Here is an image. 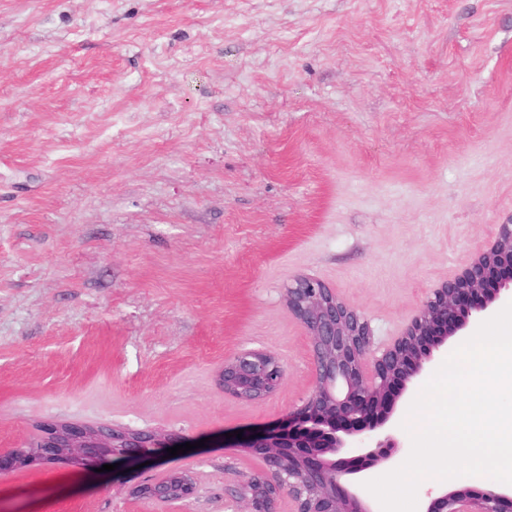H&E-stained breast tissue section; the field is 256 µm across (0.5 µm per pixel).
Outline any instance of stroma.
I'll use <instances>...</instances> for the list:
<instances>
[{
    "label": "stroma",
    "mask_w": 512,
    "mask_h": 512,
    "mask_svg": "<svg viewBox=\"0 0 512 512\" xmlns=\"http://www.w3.org/2000/svg\"><path fill=\"white\" fill-rule=\"evenodd\" d=\"M512 219V0H0V446L46 420L182 434L93 481L0 477V512H239L312 383L293 278L375 348ZM287 375L225 395V357ZM206 447H199V440ZM286 369L281 360L267 351H249L224 359L218 385L233 398L260 402L280 386ZM195 485V477L190 471L173 470L141 484L134 494L157 503L175 504L193 494Z\"/></svg>",
    "instance_id": "35a3bbf8"
}]
</instances>
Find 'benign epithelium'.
<instances>
[{
	"mask_svg": "<svg viewBox=\"0 0 512 512\" xmlns=\"http://www.w3.org/2000/svg\"><path fill=\"white\" fill-rule=\"evenodd\" d=\"M512 294V221L497 225L492 240L460 274L431 289L400 336L382 350L373 348L368 321L321 281L299 276L285 289L284 303L306 330L314 383L287 419L235 439L233 447L256 451L261 472L244 479L237 491L243 512H276L282 497L289 512H373L359 493L354 475L390 465L400 451L394 434L399 402L420 376L464 330L483 319L504 294ZM286 369L267 351L224 359L218 385L233 398L260 402L280 386ZM375 433L373 445L344 456L350 441ZM181 444L166 429L141 430L101 423L43 421L21 443L0 447V475L61 464L89 477L102 461L143 463ZM195 477L168 471L140 485L134 494L163 504L193 494ZM427 512H512V495L469 488L445 490Z\"/></svg>",
	"mask_w": 512,
	"mask_h": 512,
	"instance_id": "1",
	"label": "benign epithelium"
}]
</instances>
